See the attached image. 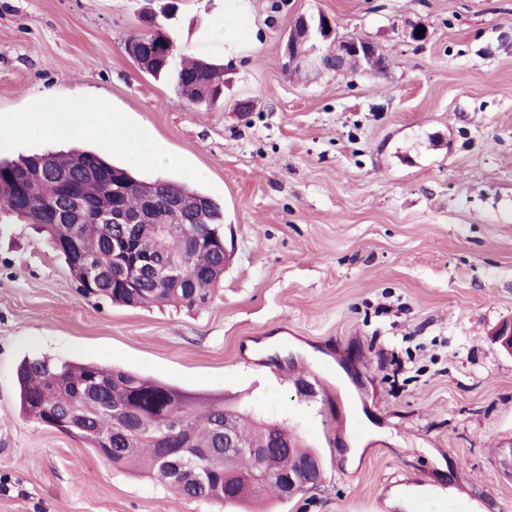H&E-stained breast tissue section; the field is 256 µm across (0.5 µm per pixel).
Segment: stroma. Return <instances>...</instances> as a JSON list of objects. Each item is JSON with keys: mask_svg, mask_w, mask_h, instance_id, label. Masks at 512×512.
<instances>
[{"mask_svg": "<svg viewBox=\"0 0 512 512\" xmlns=\"http://www.w3.org/2000/svg\"><path fill=\"white\" fill-rule=\"evenodd\" d=\"M149 10L172 71L186 50L223 65V102L129 57ZM322 14L384 71L289 74L292 23ZM88 93L169 158L139 178L221 205L231 260L206 307L122 306L84 295L32 225L0 227V512H227L24 415L16 369L41 356L287 426L324 466L275 512H394L392 488L425 483L512 512V355L491 336L512 319V0H0V120ZM328 361L352 367L360 419ZM369 424L383 436L347 469Z\"/></svg>", "mask_w": 512, "mask_h": 512, "instance_id": "1", "label": "stroma"}]
</instances>
